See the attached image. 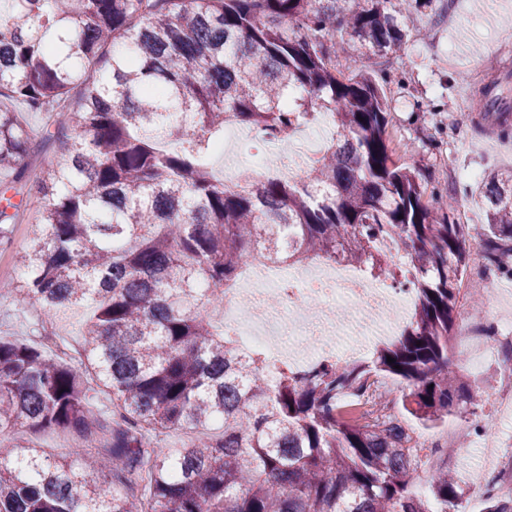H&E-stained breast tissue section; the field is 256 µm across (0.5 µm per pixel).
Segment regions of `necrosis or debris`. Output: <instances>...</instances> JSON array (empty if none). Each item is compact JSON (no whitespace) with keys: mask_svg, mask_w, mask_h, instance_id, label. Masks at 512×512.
<instances>
[{"mask_svg":"<svg viewBox=\"0 0 512 512\" xmlns=\"http://www.w3.org/2000/svg\"><path fill=\"white\" fill-rule=\"evenodd\" d=\"M316 125L317 135L308 134L302 126L286 138L226 129L224 148L231 151L233 161L224 167L225 184H238L236 160L261 168L262 160L254 152L258 145L283 154L281 175H301L305 159L330 130L324 120ZM243 276L251 286L226 294L224 331L242 353L261 354L271 377L291 361L304 369L321 362L369 360L372 340H388L405 327L415 302L412 288L376 281L361 267L341 262L311 261L304 268L284 272L256 257L247 262ZM275 291L283 299L278 308L268 301ZM308 300L316 303L310 315L300 309ZM340 308L346 309V317L337 316Z\"/></svg>","mask_w":512,"mask_h":512,"instance_id":"necrosis-or-debris-1","label":"necrosis or debris"}]
</instances>
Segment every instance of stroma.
Listing matches in <instances>:
<instances>
[{
    "instance_id": "1",
    "label": "stroma",
    "mask_w": 512,
    "mask_h": 512,
    "mask_svg": "<svg viewBox=\"0 0 512 512\" xmlns=\"http://www.w3.org/2000/svg\"><path fill=\"white\" fill-rule=\"evenodd\" d=\"M455 25L418 12L404 24L400 51L381 60L392 107L389 131L399 141L403 163L419 170L437 194L455 195L457 212L467 213V239H474L487 222V202L472 174L512 168V139L499 136L490 122L480 121L471 102L482 87H490L512 104V58L500 55L492 43L512 44V0H440ZM433 101L455 106L451 117L430 110ZM457 296V326L450 341L455 371L479 403L475 413L452 412L448 419L423 426L406 417L420 441L438 446L437 463L447 464L464 491L466 512H483L486 499L476 488L475 472L484 465L482 450L495 440L502 454L512 455V382L500 352L505 332L496 317H512V278L489 274L477 249H470ZM43 315L16 295L0 297V336L26 340L38 335ZM24 439L52 457L72 453V432L48 429L0 435V446Z\"/></svg>"
}]
</instances>
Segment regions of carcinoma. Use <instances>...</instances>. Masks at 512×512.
Here are the masks:
<instances>
[{"label": "carcinoma", "mask_w": 512, "mask_h": 512, "mask_svg": "<svg viewBox=\"0 0 512 512\" xmlns=\"http://www.w3.org/2000/svg\"><path fill=\"white\" fill-rule=\"evenodd\" d=\"M434 0H6L0 99L42 112L61 150L23 162L29 134L0 104V244L21 204H39L10 286L83 336L75 359L0 336V434L26 426L78 437L72 461L15 443L0 451V512H465L397 416L345 418L372 375L401 378L424 423L474 400L448 357L467 257L455 200L392 158L391 106L375 72L336 71L340 28L373 55L397 51L402 12ZM472 108L512 138V111L482 91ZM329 115L335 132L305 179L242 175L231 190L211 156L232 124L271 136ZM490 208L477 249L512 277V170L483 178ZM400 241L395 258L376 241ZM260 253L323 259L413 288V316L367 363L288 366L240 358L206 315ZM395 363L387 362V357ZM399 368H394V365ZM95 382L112 418L93 405ZM219 424L223 432L208 430ZM197 440L173 448L174 430ZM112 490L92 485L98 455Z\"/></svg>", "instance_id": "1"}]
</instances>
